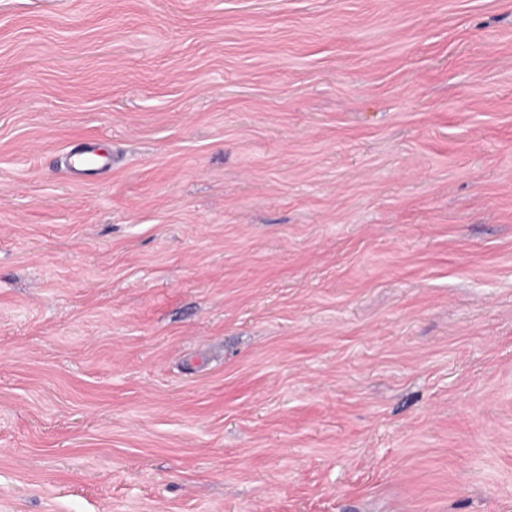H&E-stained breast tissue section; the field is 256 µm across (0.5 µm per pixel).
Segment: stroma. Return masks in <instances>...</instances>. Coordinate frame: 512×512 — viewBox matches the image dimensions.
<instances>
[{
  "mask_svg": "<svg viewBox=\"0 0 512 512\" xmlns=\"http://www.w3.org/2000/svg\"><path fill=\"white\" fill-rule=\"evenodd\" d=\"M0 512H512V0H0Z\"/></svg>",
  "mask_w": 512,
  "mask_h": 512,
  "instance_id": "35a3bbf8",
  "label": "stroma"
}]
</instances>
